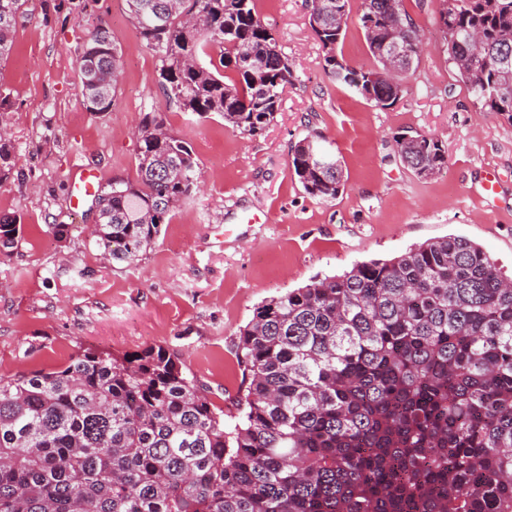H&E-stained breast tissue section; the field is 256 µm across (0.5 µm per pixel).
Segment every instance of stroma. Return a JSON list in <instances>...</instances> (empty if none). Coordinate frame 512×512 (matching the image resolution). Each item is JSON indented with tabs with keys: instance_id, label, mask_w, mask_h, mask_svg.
I'll list each match as a JSON object with an SVG mask.
<instances>
[{
	"instance_id": "35a3bbf8",
	"label": "stroma",
	"mask_w": 512,
	"mask_h": 512,
	"mask_svg": "<svg viewBox=\"0 0 512 512\" xmlns=\"http://www.w3.org/2000/svg\"><path fill=\"white\" fill-rule=\"evenodd\" d=\"M423 39L406 89L382 109L336 84L309 26L308 0H257L294 81L257 136L219 116L169 103L159 61L125 0H29L0 84V112L17 165L0 181V215L19 217L22 240L0 255V375L67 364L82 348L119 354L162 347L202 392L231 411L245 376L239 334L264 301L359 262L389 259L446 236L480 245L512 276V121L477 111L448 62L439 0H404ZM105 22L121 47L117 97L104 115L82 106L75 56ZM189 142L200 184L132 264L107 262L94 237V200L71 205L75 161L103 180L135 178L143 113ZM442 142L445 169L417 177L399 159L401 130ZM322 135L345 185L333 199L307 195L291 173L295 145ZM495 177L497 191L484 199ZM68 227L58 237L54 225Z\"/></svg>"
}]
</instances>
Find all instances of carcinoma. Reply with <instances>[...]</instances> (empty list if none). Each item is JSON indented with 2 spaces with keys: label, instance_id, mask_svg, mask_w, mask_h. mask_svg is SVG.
<instances>
[{
  "label": "carcinoma",
  "instance_id": "carcinoma-1",
  "mask_svg": "<svg viewBox=\"0 0 512 512\" xmlns=\"http://www.w3.org/2000/svg\"><path fill=\"white\" fill-rule=\"evenodd\" d=\"M29 0H0V61ZM404 0H361L380 32L364 33L375 67L338 55L349 0H311L309 25L336 83L390 107L373 79ZM158 82L180 110L217 114L261 133L293 72L256 0H126ZM448 61L482 112L512 120V97L493 96L499 54L512 51V0H440ZM478 29L480 47L464 33ZM219 64L199 62L204 48ZM120 44L103 21L75 64L88 112L114 105ZM143 114L134 180L97 194L96 243L134 263L199 180L190 144ZM415 174L447 164L437 139L394 136ZM15 166L0 140V180ZM304 191L334 199L343 169L316 135L291 160ZM22 225L0 218V253ZM248 376L233 423L163 347L114 355L78 351L53 371L0 376V512H512V278L462 238L419 244L387 260L273 297L240 331Z\"/></svg>",
  "mask_w": 512,
  "mask_h": 512
}]
</instances>
